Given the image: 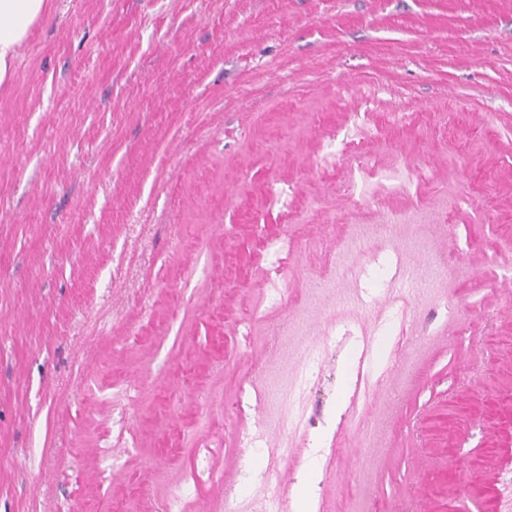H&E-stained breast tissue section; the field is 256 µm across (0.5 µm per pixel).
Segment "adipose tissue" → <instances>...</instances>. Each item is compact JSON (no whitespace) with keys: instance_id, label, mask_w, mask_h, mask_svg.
<instances>
[{"instance_id":"obj_1","label":"adipose tissue","mask_w":512,"mask_h":512,"mask_svg":"<svg viewBox=\"0 0 512 512\" xmlns=\"http://www.w3.org/2000/svg\"><path fill=\"white\" fill-rule=\"evenodd\" d=\"M51 9L52 0H0V86L12 81L20 48Z\"/></svg>"}]
</instances>
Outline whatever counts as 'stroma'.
I'll use <instances>...</instances> for the list:
<instances>
[{
	"label": "stroma",
	"instance_id": "1",
	"mask_svg": "<svg viewBox=\"0 0 512 512\" xmlns=\"http://www.w3.org/2000/svg\"><path fill=\"white\" fill-rule=\"evenodd\" d=\"M363 101L380 210L316 153ZM314 458L313 512H512V0H54L0 88V512H296Z\"/></svg>",
	"mask_w": 512,
	"mask_h": 512
}]
</instances>
